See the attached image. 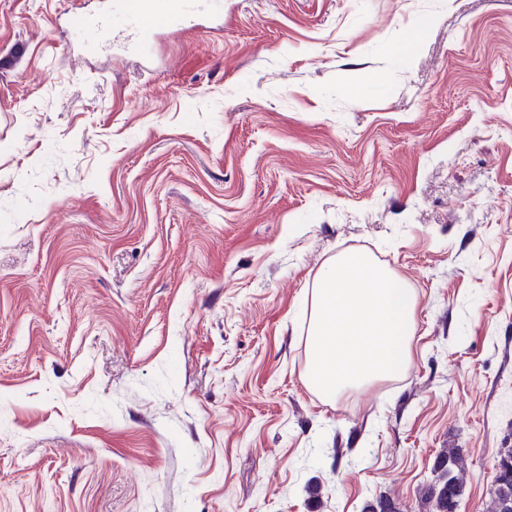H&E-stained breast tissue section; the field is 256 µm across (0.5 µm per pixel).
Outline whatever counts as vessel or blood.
Listing matches in <instances>:
<instances>
[{"instance_id": "b4317fda", "label": "vessel or blood", "mask_w": 512, "mask_h": 512, "mask_svg": "<svg viewBox=\"0 0 512 512\" xmlns=\"http://www.w3.org/2000/svg\"><path fill=\"white\" fill-rule=\"evenodd\" d=\"M124 18L130 30V46L148 47L160 33L176 28L204 31L201 19L190 10V0H104L103 9L90 16L74 12L69 18L70 27L87 32L84 52L99 54L106 37L113 31L115 18Z\"/></svg>"}]
</instances>
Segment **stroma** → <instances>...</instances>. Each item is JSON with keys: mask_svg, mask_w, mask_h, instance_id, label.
I'll return each instance as SVG.
<instances>
[{"mask_svg": "<svg viewBox=\"0 0 512 512\" xmlns=\"http://www.w3.org/2000/svg\"><path fill=\"white\" fill-rule=\"evenodd\" d=\"M0 0V512H488L512 448V0H218L83 52ZM362 252L406 368L306 384V293ZM465 456L462 449L443 448L435 463V476L422 490L426 512H456L461 504L464 488Z\"/></svg>", "mask_w": 512, "mask_h": 512, "instance_id": "obj_1", "label": "stroma"}]
</instances>
